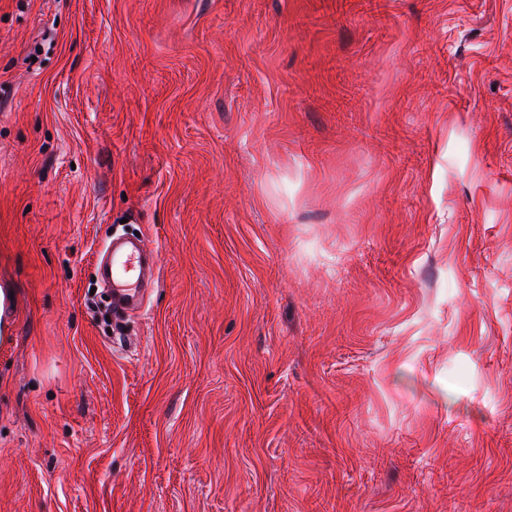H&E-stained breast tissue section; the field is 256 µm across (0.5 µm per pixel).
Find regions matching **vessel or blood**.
I'll list each match as a JSON object with an SVG mask.
<instances>
[{"label": "vessel or blood", "instance_id": "obj_1", "mask_svg": "<svg viewBox=\"0 0 512 512\" xmlns=\"http://www.w3.org/2000/svg\"><path fill=\"white\" fill-rule=\"evenodd\" d=\"M97 268L116 316L142 311L147 293L159 281L157 253L140 236L113 238L99 252Z\"/></svg>", "mask_w": 512, "mask_h": 512}]
</instances>
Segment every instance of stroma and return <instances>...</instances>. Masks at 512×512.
I'll return each instance as SVG.
<instances>
[{"label": "stroma", "mask_w": 512, "mask_h": 512, "mask_svg": "<svg viewBox=\"0 0 512 512\" xmlns=\"http://www.w3.org/2000/svg\"><path fill=\"white\" fill-rule=\"evenodd\" d=\"M0 290V512H512V0H0ZM96 267L112 296V309L105 316L141 312L146 294L158 286L156 251L143 237H115L98 254Z\"/></svg>", "instance_id": "35a3bbf8"}]
</instances>
